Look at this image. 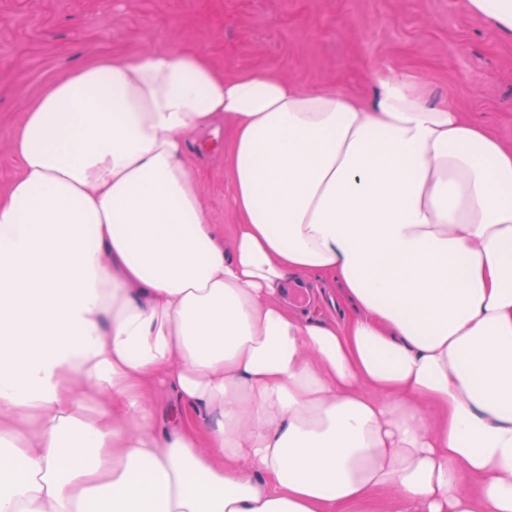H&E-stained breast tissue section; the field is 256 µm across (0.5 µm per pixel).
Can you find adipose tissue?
<instances>
[{"label":"adipose tissue","mask_w":512,"mask_h":512,"mask_svg":"<svg viewBox=\"0 0 512 512\" xmlns=\"http://www.w3.org/2000/svg\"><path fill=\"white\" fill-rule=\"evenodd\" d=\"M13 151L0 512H512V143L403 76L361 102L166 48L50 83ZM210 137L215 148L209 151L206 158L199 160L197 173L208 221L219 235H224V227L227 229V224H237V218L228 202L230 186L224 146L229 137L223 122L215 125ZM307 297L303 301H296L287 295L288 304L299 314L312 317L323 316L328 319L343 320L347 310L343 304L337 302V308L332 305L330 299L336 301L337 285L332 280H307Z\"/></svg>","instance_id":"obj_1"}]
</instances>
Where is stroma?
<instances>
[{"mask_svg":"<svg viewBox=\"0 0 512 512\" xmlns=\"http://www.w3.org/2000/svg\"><path fill=\"white\" fill-rule=\"evenodd\" d=\"M193 47L225 76L266 69L303 87L369 100L379 76H408L429 105L448 104L512 141V34L465 0H0V194L19 173L12 135L46 85L99 55ZM200 159L216 232L237 218L224 146ZM299 314L343 319L337 285L311 280Z\"/></svg>","mask_w":512,"mask_h":512,"instance_id":"stroma-1","label":"stroma"}]
</instances>
